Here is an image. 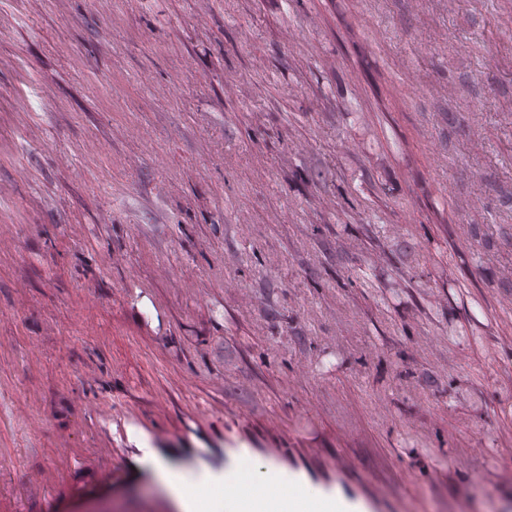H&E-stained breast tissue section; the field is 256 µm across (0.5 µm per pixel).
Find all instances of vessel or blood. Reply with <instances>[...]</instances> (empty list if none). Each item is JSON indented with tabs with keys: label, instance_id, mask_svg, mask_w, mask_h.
<instances>
[{
	"label": "vessel or blood",
	"instance_id": "vessel-or-blood-1",
	"mask_svg": "<svg viewBox=\"0 0 512 512\" xmlns=\"http://www.w3.org/2000/svg\"><path fill=\"white\" fill-rule=\"evenodd\" d=\"M93 415L123 450L100 481L102 495L122 498L163 471L172 479L151 512H430L416 472H402L393 484L365 474L353 457L300 451V424L311 416L306 404L288 422L260 432L229 415L203 432L190 425L174 430L127 415L118 399L96 405ZM249 465L255 491L245 500L239 486Z\"/></svg>",
	"mask_w": 512,
	"mask_h": 512
}]
</instances>
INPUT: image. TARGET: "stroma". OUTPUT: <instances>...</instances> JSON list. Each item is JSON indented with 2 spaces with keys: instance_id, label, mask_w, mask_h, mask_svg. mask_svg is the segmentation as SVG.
<instances>
[{
  "instance_id": "1",
  "label": "stroma",
  "mask_w": 512,
  "mask_h": 512,
  "mask_svg": "<svg viewBox=\"0 0 512 512\" xmlns=\"http://www.w3.org/2000/svg\"><path fill=\"white\" fill-rule=\"evenodd\" d=\"M509 210L512 0H0V395L44 422L0 421V496L160 495L90 491L112 465L92 410L121 396L173 428L197 402L259 425L309 404L328 453L353 423L365 471L491 506L512 468V320L488 307L512 291Z\"/></svg>"
}]
</instances>
